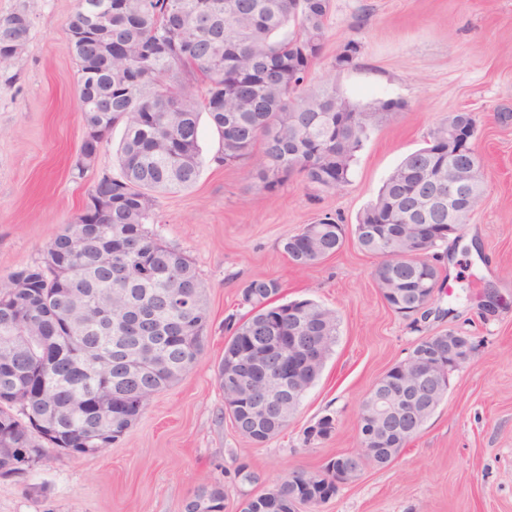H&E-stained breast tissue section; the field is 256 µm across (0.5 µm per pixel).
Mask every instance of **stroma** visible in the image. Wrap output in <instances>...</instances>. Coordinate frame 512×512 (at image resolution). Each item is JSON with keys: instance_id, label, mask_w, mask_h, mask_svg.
<instances>
[{"instance_id": "stroma-1", "label": "stroma", "mask_w": 512, "mask_h": 512, "mask_svg": "<svg viewBox=\"0 0 512 512\" xmlns=\"http://www.w3.org/2000/svg\"><path fill=\"white\" fill-rule=\"evenodd\" d=\"M76 3L0 0V17L22 11L30 21L24 53L0 72V283L42 260L94 181L117 169L120 125L84 177L71 176L83 138L67 30ZM349 41L360 47L356 65L336 70L333 58ZM309 83L336 86L359 105L395 99L403 107L373 127L335 192L294 176L270 193L251 165H218L220 136L200 115L199 177L158 196L153 226L194 262L205 286L211 321L199 362L109 448L0 476V512H183L198 488L217 482L224 512H236L244 496L291 470L312 471L358 448L364 394L421 338L451 329L474 336L473 362L451 374L446 397L394 462L366 468L320 512H512V0H332ZM456 112L475 120L484 202L442 245L446 286L427 316L386 306L374 277L380 259L354 237L311 267L290 262L284 238L326 213L353 227L401 160ZM254 278L278 280L283 300L311 299L339 318L319 378L263 445L235 431L216 378L224 321L248 314L241 290ZM326 415L332 436L305 443V428ZM242 464L257 482L237 476Z\"/></svg>"}]
</instances>
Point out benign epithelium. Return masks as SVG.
I'll return each mask as SVG.
<instances>
[{"mask_svg": "<svg viewBox=\"0 0 512 512\" xmlns=\"http://www.w3.org/2000/svg\"><path fill=\"white\" fill-rule=\"evenodd\" d=\"M448 173L426 172L423 182L436 189L417 194L408 202V214L415 224L402 226L403 259L424 256L427 225L423 217H448L447 233L458 231L466 214L470 195L472 168L464 164L471 154L469 136L461 127L448 123ZM305 307L293 306L288 311V335L265 337V350L258 358L243 356L232 363L224 374V406L235 413L233 427L241 432L269 420L283 423L294 415L300 397L306 393L307 372L322 360L320 337L311 335ZM474 344L463 341L461 333L450 330L440 337L437 354L418 356L403 362L394 376L380 377L368 393L364 411L359 416L362 449L349 452L348 461L336 470L319 469L308 473L312 483L334 480L341 487L355 481L362 457L376 452L389 442L406 443L416 438L437 408V402L448 389L449 373L471 363ZM254 385L270 391L269 398L251 392Z\"/></svg>", "mask_w": 512, "mask_h": 512, "instance_id": "1", "label": "benign epithelium"}]
</instances>
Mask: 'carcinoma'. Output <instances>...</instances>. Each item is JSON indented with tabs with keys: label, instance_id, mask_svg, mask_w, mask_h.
<instances>
[{
	"label": "carcinoma",
	"instance_id": "obj_1",
	"mask_svg": "<svg viewBox=\"0 0 512 512\" xmlns=\"http://www.w3.org/2000/svg\"><path fill=\"white\" fill-rule=\"evenodd\" d=\"M77 0L67 22L69 52L78 67V100L97 99L103 111L81 113L97 128L98 142L122 124L125 137L118 171L102 174L88 195L112 191V210L78 215L49 242L41 261L14 272L0 285V476L25 474L74 451L95 453L125 435L150 400L176 384L199 361L210 310L193 262L164 243L155 223L156 195L191 187L200 173L198 117L205 112L220 134L214 161L222 165L256 159V177L274 192L301 175L320 192L348 183L351 166L374 124L403 104L393 99L366 106L351 103L336 86L308 83L320 59L331 0H108L112 21L88 19ZM30 22L23 12L0 18V68L16 44L27 45ZM359 46L345 43L333 67L356 64ZM346 107L354 122L339 148L314 156L310 148L336 134V112ZM439 126L426 146L407 155L384 182L356 223L377 225L376 238L356 236L359 246L382 258L376 276H396L411 289L425 281L439 287L440 271L429 260L404 261L390 243L404 223L402 201L415 190L397 176L419 157L448 167L435 148ZM334 231L316 246L300 248V234L285 238L282 251L308 267L335 255L345 229L330 214L317 220ZM281 285L254 279L243 289L249 315L226 325V344L251 329L253 354H261L263 320L288 308ZM323 351L336 342V313L321 305L312 314ZM112 389L107 418L94 392ZM296 470L282 484L297 509L318 512L326 502ZM209 500L224 512V487L198 489L186 502Z\"/></svg>",
	"mask_w": 512,
	"mask_h": 512
}]
</instances>
